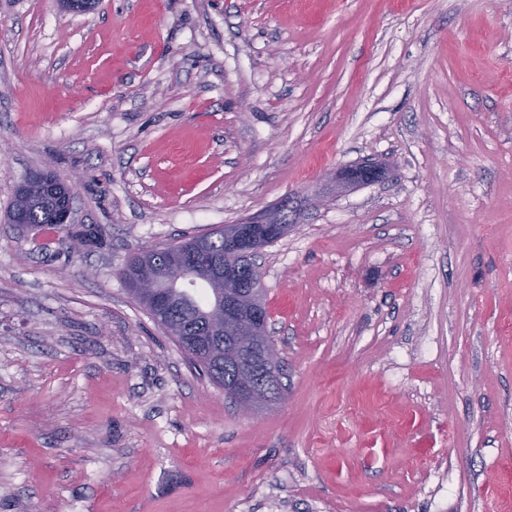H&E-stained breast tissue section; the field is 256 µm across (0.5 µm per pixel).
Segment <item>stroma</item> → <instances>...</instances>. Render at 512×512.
Here are the masks:
<instances>
[{
  "label": "stroma",
  "mask_w": 512,
  "mask_h": 512,
  "mask_svg": "<svg viewBox=\"0 0 512 512\" xmlns=\"http://www.w3.org/2000/svg\"><path fill=\"white\" fill-rule=\"evenodd\" d=\"M285 199L245 417L121 272ZM0 512H512V0H0ZM378 170L369 167L356 169L354 171H340L336 173V188L345 189L354 184L372 182L377 178ZM22 184L24 186L27 185H40L44 187L49 192L54 194H60L62 198L65 200V206L60 213L59 224H63V227H66V224H73L72 213L73 206L72 201L74 199V188L71 184L64 183L56 179L49 178L45 172H36L27 176ZM14 198L15 200L9 216L17 213V211L22 208H26L30 221V229H38L46 226L59 230L62 229L52 221L53 212L56 206V203L53 199L31 195L30 191L21 193L19 188L16 189ZM22 222L23 221L21 216L15 214L13 224H19Z\"/></svg>",
  "instance_id": "35a3bbf8"
}]
</instances>
